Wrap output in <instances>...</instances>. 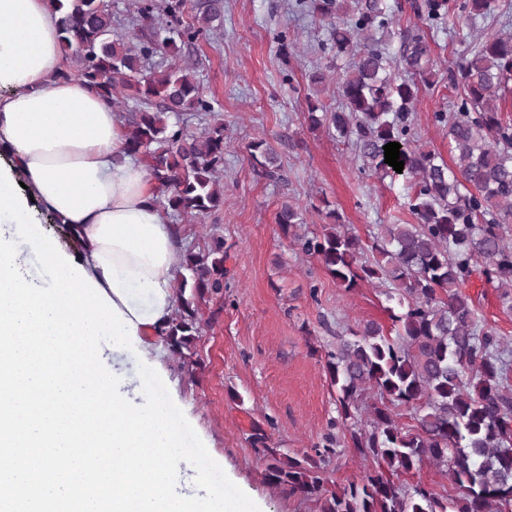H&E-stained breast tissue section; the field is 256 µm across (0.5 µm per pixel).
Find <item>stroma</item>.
<instances>
[{
    "label": "stroma",
    "instance_id": "35a3bbf8",
    "mask_svg": "<svg viewBox=\"0 0 512 512\" xmlns=\"http://www.w3.org/2000/svg\"><path fill=\"white\" fill-rule=\"evenodd\" d=\"M412 0H388L394 11L388 38L398 53L404 34L425 28L438 73L414 107L420 145L443 154L448 164V129L437 121L459 97L448 85L482 34H512V0H495L490 15L459 13L426 25ZM292 46L283 63L280 34ZM328 25L299 10L295 0H224V23L209 39L185 48L214 104L213 120L224 124V204L201 219L182 220V246L201 251L223 237L227 253L224 292L199 301L201 333L188 356L166 352V384L210 455L248 494L261 512H319L318 504L289 494L267 477L268 461L255 452L252 426H260L282 453L302 457L322 444L337 415L338 392L325 368V353L346 326L392 322L378 284L345 291L314 257L294 249L275 221L281 203L305 212V229L321 232L327 208L347 229L369 240L376 225L409 224L408 178L364 173L353 145L336 142L305 121L308 75L315 67L345 66L322 52ZM265 139L283 164L281 179L260 177L248 145ZM481 320L512 346V311L498 288L479 274L466 283ZM371 462L338 446L325 474L328 490L361 483Z\"/></svg>",
    "mask_w": 512,
    "mask_h": 512
}]
</instances>
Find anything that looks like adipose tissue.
I'll use <instances>...</instances> for the list:
<instances>
[{
    "label": "adipose tissue",
    "instance_id": "obj_1",
    "mask_svg": "<svg viewBox=\"0 0 512 512\" xmlns=\"http://www.w3.org/2000/svg\"><path fill=\"white\" fill-rule=\"evenodd\" d=\"M58 15L49 0H0V153L28 208L80 244L73 259L155 346L172 316L182 262L149 168L127 150L120 113L84 80L61 78Z\"/></svg>",
    "mask_w": 512,
    "mask_h": 512
}]
</instances>
